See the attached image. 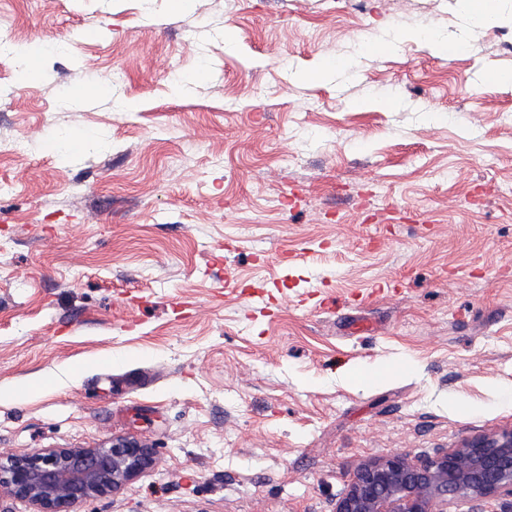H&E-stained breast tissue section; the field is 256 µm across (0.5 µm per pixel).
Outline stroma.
<instances>
[{"instance_id": "1", "label": "stroma", "mask_w": 512, "mask_h": 512, "mask_svg": "<svg viewBox=\"0 0 512 512\" xmlns=\"http://www.w3.org/2000/svg\"><path fill=\"white\" fill-rule=\"evenodd\" d=\"M511 39L457 0H0L72 46L0 59V455L153 448L76 512H333L512 428ZM45 49L46 47L42 45H32L23 51L22 78L26 83L37 81L40 78L39 62L46 52Z\"/></svg>"}]
</instances>
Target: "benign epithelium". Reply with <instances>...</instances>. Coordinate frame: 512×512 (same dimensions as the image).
I'll return each instance as SVG.
<instances>
[{"instance_id":"7a95c632","label":"benign epithelium","mask_w":512,"mask_h":512,"mask_svg":"<svg viewBox=\"0 0 512 512\" xmlns=\"http://www.w3.org/2000/svg\"><path fill=\"white\" fill-rule=\"evenodd\" d=\"M152 464V449L131 438L8 455L0 458V496L24 500L32 512H74ZM493 497L512 498V428L465 438L417 462L402 453L365 461L335 512H444L450 501L480 506Z\"/></svg>"}]
</instances>
